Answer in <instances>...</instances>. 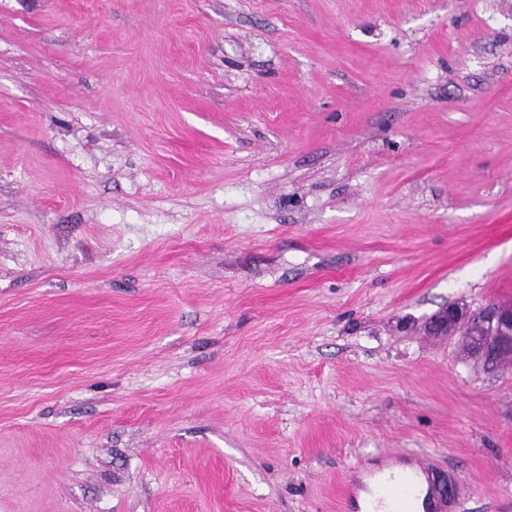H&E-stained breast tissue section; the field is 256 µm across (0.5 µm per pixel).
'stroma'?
<instances>
[{
    "instance_id": "35a3bbf8",
    "label": "stroma",
    "mask_w": 512,
    "mask_h": 512,
    "mask_svg": "<svg viewBox=\"0 0 512 512\" xmlns=\"http://www.w3.org/2000/svg\"><path fill=\"white\" fill-rule=\"evenodd\" d=\"M512 0H0V512H512ZM482 328L489 333L480 336L477 331ZM424 330L430 336L458 335L475 360L495 369L501 367L502 356L512 357V306L488 305L473 318L458 307L447 306L425 322ZM426 474L427 467L423 463H419L413 469L412 476L404 481L385 477L382 473L374 475L371 479L372 488H366L365 492H367V496L364 498L360 509H362V512H387L380 511V509L374 506V502L376 499L397 490H403L413 494L418 500H421L424 508V502L428 493V485L425 486L424 483Z\"/></svg>"
}]
</instances>
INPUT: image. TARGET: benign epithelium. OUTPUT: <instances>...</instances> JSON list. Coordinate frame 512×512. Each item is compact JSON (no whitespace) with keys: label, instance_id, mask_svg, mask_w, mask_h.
<instances>
[{"label":"benign epithelium","instance_id":"obj_1","mask_svg":"<svg viewBox=\"0 0 512 512\" xmlns=\"http://www.w3.org/2000/svg\"><path fill=\"white\" fill-rule=\"evenodd\" d=\"M424 330L431 336H459L475 360L497 369L502 356L512 357V306L492 304L473 318L458 307L447 306L425 322ZM453 494L451 482L433 480L435 507L448 503Z\"/></svg>","mask_w":512,"mask_h":512}]
</instances>
